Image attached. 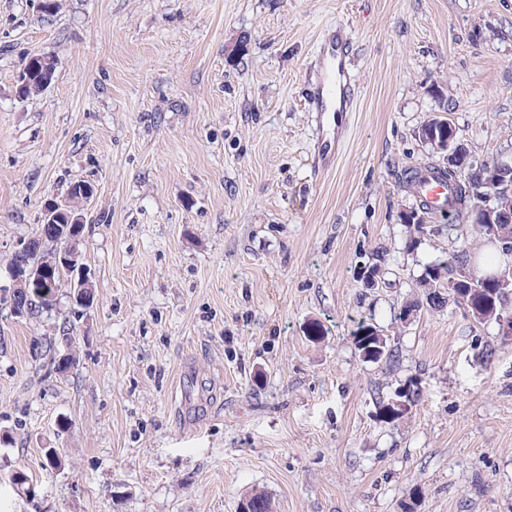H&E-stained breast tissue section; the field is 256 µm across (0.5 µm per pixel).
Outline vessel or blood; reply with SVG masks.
I'll return each mask as SVG.
<instances>
[{
	"instance_id": "obj_1",
	"label": "vessel or blood",
	"mask_w": 512,
	"mask_h": 512,
	"mask_svg": "<svg viewBox=\"0 0 512 512\" xmlns=\"http://www.w3.org/2000/svg\"><path fill=\"white\" fill-rule=\"evenodd\" d=\"M351 41L341 30L329 32L319 47V67L308 80L307 102L317 130L314 162L318 171L332 170L342 154V143L357 103L356 81L347 60ZM418 192L435 211L448 206L444 178L428 175Z\"/></svg>"
}]
</instances>
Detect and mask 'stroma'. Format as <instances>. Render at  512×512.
Here are the masks:
<instances>
[{
  "label": "stroma",
  "mask_w": 512,
  "mask_h": 512,
  "mask_svg": "<svg viewBox=\"0 0 512 512\" xmlns=\"http://www.w3.org/2000/svg\"><path fill=\"white\" fill-rule=\"evenodd\" d=\"M58 3L0 0V279L85 181L95 299L0 308V512H512V340L451 303L394 320L452 254L406 247L402 173L440 161L420 126L512 160V0ZM338 24L359 94L321 173L307 73ZM36 55L54 78L19 98ZM361 321L394 361L358 350ZM66 330L79 365L53 374Z\"/></svg>",
  "instance_id": "35a3bbf8"
}]
</instances>
